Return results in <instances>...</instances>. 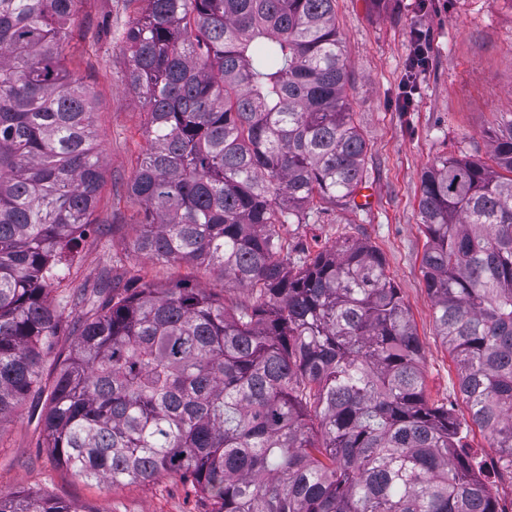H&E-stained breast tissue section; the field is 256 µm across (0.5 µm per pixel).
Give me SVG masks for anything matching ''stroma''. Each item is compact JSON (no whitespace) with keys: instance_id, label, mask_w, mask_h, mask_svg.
Segmentation results:
<instances>
[{"instance_id":"stroma-1","label":"stroma","mask_w":512,"mask_h":512,"mask_svg":"<svg viewBox=\"0 0 512 512\" xmlns=\"http://www.w3.org/2000/svg\"><path fill=\"white\" fill-rule=\"evenodd\" d=\"M140 0H78L65 64L94 94L104 185L65 288H90L121 275L164 288L188 277L218 298L248 301L241 289L201 268L152 260L137 252L140 206L128 187L147 148V113L128 81L122 33L141 13ZM336 25L349 66L353 121L367 143L364 182L370 206L332 209L306 224L283 228L293 254L317 253L344 239L369 243L384 257L421 346L428 400L468 409L457 386L458 366L436 334L434 309L421 269L426 237L418 202L421 176L437 160L473 154L488 160L487 130L512 112V0H336ZM427 38L428 63L413 71L416 33ZM412 91H405V83ZM476 462L490 468L493 496L512 504V480L494 474V451L484 432L466 438ZM43 489L78 512H206L178 480L113 486L85 480L56 462L44 446L39 413L23 407L0 422V493Z\"/></svg>"}]
</instances>
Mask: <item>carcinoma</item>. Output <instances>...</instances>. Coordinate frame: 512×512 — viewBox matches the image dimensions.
Listing matches in <instances>:
<instances>
[{"label":"carcinoma","mask_w":512,"mask_h":512,"mask_svg":"<svg viewBox=\"0 0 512 512\" xmlns=\"http://www.w3.org/2000/svg\"><path fill=\"white\" fill-rule=\"evenodd\" d=\"M75 2L0 0V419L41 391L68 310L43 422L80 478L171 475L210 512H504L426 398L383 256L345 239L288 262L281 228L356 209L363 183L335 0H144L122 33L148 110L135 249L252 302L133 282L51 307L104 182L91 91L62 56ZM489 139L490 164L427 169L418 210L437 335L512 479V112ZM0 512L78 510L23 490ZM76 336H68L67 332L61 331L59 336H55L53 339V346L48 356V360L44 368V378L50 381L52 369L57 358L64 359L69 353V350L73 346Z\"/></svg>","instance_id":"obj_1"}]
</instances>
